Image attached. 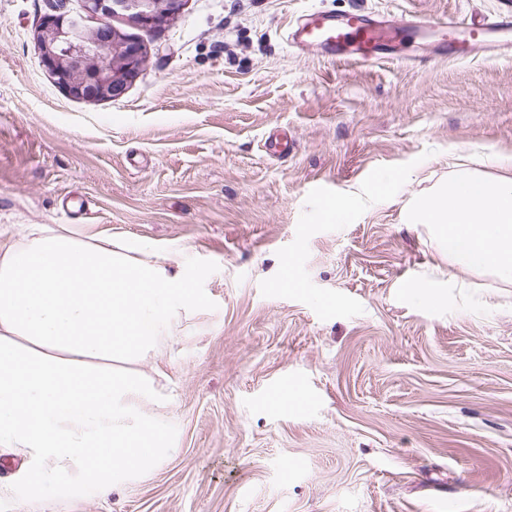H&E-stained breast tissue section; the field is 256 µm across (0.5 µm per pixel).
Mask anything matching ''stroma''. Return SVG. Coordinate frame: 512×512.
<instances>
[{
	"label": "stroma",
	"instance_id": "35a3bbf8",
	"mask_svg": "<svg viewBox=\"0 0 512 512\" xmlns=\"http://www.w3.org/2000/svg\"><path fill=\"white\" fill-rule=\"evenodd\" d=\"M51 5L0 0V233L153 242L203 303L142 365L163 371L173 450L44 500L2 450L0 512H512V283L450 267L402 220L512 153V56L453 61L411 30L371 65L288 42L314 9L440 21L512 0H187L164 27L125 26L143 70L92 102L40 64ZM385 171L415 178L371 195ZM336 199L347 216L325 215ZM417 280L447 303L411 296Z\"/></svg>",
	"mask_w": 512,
	"mask_h": 512
}]
</instances>
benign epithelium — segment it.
Returning <instances> with one entry per match:
<instances>
[{
  "mask_svg": "<svg viewBox=\"0 0 512 512\" xmlns=\"http://www.w3.org/2000/svg\"><path fill=\"white\" fill-rule=\"evenodd\" d=\"M185 0H84V13L69 0H54L36 35L48 77L77 100L102 101L123 95L139 77L145 46L114 26L121 18L144 29L160 28L182 10Z\"/></svg>",
  "mask_w": 512,
  "mask_h": 512,
  "instance_id": "benign-epithelium-1",
  "label": "benign epithelium"
}]
</instances>
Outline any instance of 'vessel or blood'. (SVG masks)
<instances>
[{
    "mask_svg": "<svg viewBox=\"0 0 512 512\" xmlns=\"http://www.w3.org/2000/svg\"><path fill=\"white\" fill-rule=\"evenodd\" d=\"M447 39L443 44L449 58L473 59L495 52L512 40V13H499L481 20H448L438 24ZM395 26L370 18L361 10L344 13L314 11L304 15L292 34L303 47L320 51L336 60L372 63L382 58L383 49L396 37Z\"/></svg>",
    "mask_w": 512,
    "mask_h": 512,
    "instance_id": "1",
    "label": "vessel or blood"
}]
</instances>
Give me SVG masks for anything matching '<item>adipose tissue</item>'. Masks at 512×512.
Listing matches in <instances>:
<instances>
[{
	"mask_svg": "<svg viewBox=\"0 0 512 512\" xmlns=\"http://www.w3.org/2000/svg\"><path fill=\"white\" fill-rule=\"evenodd\" d=\"M487 162L497 177L459 170L404 220L426 226L449 264L512 283V154ZM170 262L152 244L68 224L0 239V447L22 450L34 493L49 497L76 473L105 487L171 450L141 365L201 296Z\"/></svg>",
	"mask_w": 512,
	"mask_h": 512,
	"instance_id": "adipose-tissue-1",
	"label": "adipose tissue"
}]
</instances>
